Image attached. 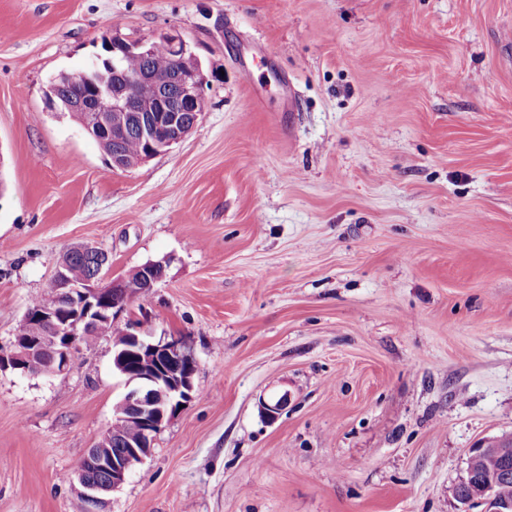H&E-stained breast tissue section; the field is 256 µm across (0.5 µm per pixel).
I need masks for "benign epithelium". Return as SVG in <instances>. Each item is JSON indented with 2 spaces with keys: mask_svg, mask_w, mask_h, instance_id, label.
<instances>
[{
  "mask_svg": "<svg viewBox=\"0 0 512 512\" xmlns=\"http://www.w3.org/2000/svg\"><path fill=\"white\" fill-rule=\"evenodd\" d=\"M164 38L179 52L182 64L164 76H157L145 69L130 79L144 88L137 98L129 99L113 90L108 83L97 84L92 92L83 88L84 74L66 75L65 84L71 87L58 105L67 112L83 118V127L98 141L116 139L129 131L138 133L147 144V152L136 160H129L119 153L112 154V169L128 170L168 151L183 141L197 126L201 116L203 91L206 78L201 63L188 60L190 51L186 40L178 33L166 32ZM152 44L141 40H127L112 36V70L119 72L124 55L138 53L149 56ZM53 287L65 300L63 312L56 310H28L15 331V339L7 353H0V369L24 370L36 358H48L47 374H61L68 370L71 358L78 348L79 338L87 328L104 329L112 325L114 315L124 307L128 297L116 296L120 282L102 283V278H92L81 284L71 282L65 265H60ZM120 335L136 343L141 365L139 372L131 375L138 384L129 389L124 400V415L115 421L135 420L141 428V438L130 445L129 452L116 457L112 449L98 444L87 450L78 468V479L83 488L82 503L99 507L104 496L119 488L126 480L134 461H143L151 452L155 435L194 398L193 378L197 362L187 351L180 337L157 342L139 334L138 326L131 325ZM496 450L503 456L505 465L512 464V435L483 441L471 454ZM97 468L105 479L94 483L88 480V470ZM481 500L490 512H504L512 507L500 501L494 483L476 489L464 503Z\"/></svg>",
  "mask_w": 512,
  "mask_h": 512,
  "instance_id": "7a95c632",
  "label": "benign epithelium"
}]
</instances>
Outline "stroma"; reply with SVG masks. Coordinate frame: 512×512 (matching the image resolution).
Instances as JSON below:
<instances>
[{
  "mask_svg": "<svg viewBox=\"0 0 512 512\" xmlns=\"http://www.w3.org/2000/svg\"><path fill=\"white\" fill-rule=\"evenodd\" d=\"M169 30L200 120L112 169L45 93ZM83 244L166 263L114 324L198 363L103 512H484L452 490L512 434V0H0V350ZM113 354L0 370V512H80Z\"/></svg>",
  "mask_w": 512,
  "mask_h": 512,
  "instance_id": "stroma-1",
  "label": "stroma"
}]
</instances>
